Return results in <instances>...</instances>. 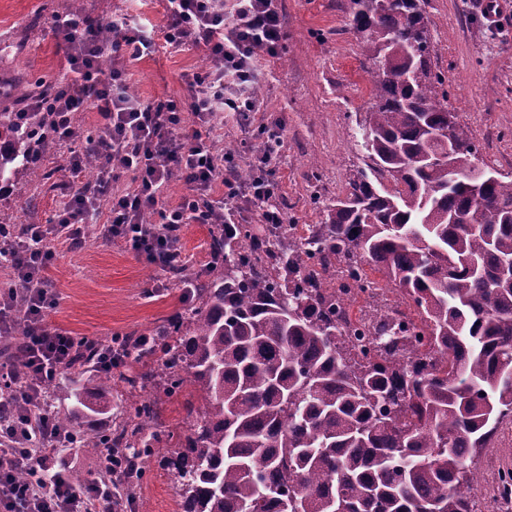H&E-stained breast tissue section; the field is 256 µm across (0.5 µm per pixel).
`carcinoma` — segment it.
I'll use <instances>...</instances> for the list:
<instances>
[{"mask_svg": "<svg viewBox=\"0 0 512 512\" xmlns=\"http://www.w3.org/2000/svg\"><path fill=\"white\" fill-rule=\"evenodd\" d=\"M423 0H349L372 62L374 99L359 120L368 171L302 234L294 224H211L210 261L186 284L188 307L130 342L141 370L123 376L125 417L107 433L87 415L112 410V373L95 342L43 382L69 400L57 426L92 451H126L118 502L139 500L146 465L165 444L178 512H469L474 452L512 412V179L474 193L478 149L441 103ZM38 112H0V184L48 182L26 151ZM476 216L473 224L462 219ZM362 291L392 287L394 317L364 332L349 323L325 273ZM377 273L380 280L370 278ZM16 290L17 336L28 324ZM188 385L190 433H146L157 400Z\"/></svg>", "mask_w": 512, "mask_h": 512, "instance_id": "carcinoma-1", "label": "carcinoma"}]
</instances>
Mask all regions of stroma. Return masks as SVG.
Wrapping results in <instances>:
<instances>
[{"instance_id":"obj_1","label":"stroma","mask_w":512,"mask_h":512,"mask_svg":"<svg viewBox=\"0 0 512 512\" xmlns=\"http://www.w3.org/2000/svg\"><path fill=\"white\" fill-rule=\"evenodd\" d=\"M347 0H275L287 36L277 57L261 56L263 74L254 87L253 128L281 119L276 201L289 223H321L341 196L349 176L364 168L365 151L353 135L372 103L369 63L345 12ZM481 0H426L431 61L441 74L446 104L478 149L479 163L512 177V22L485 26ZM70 10V0H0V74L26 81L64 76L67 64L51 31L52 17ZM83 12L108 18L126 14L143 28L166 24L165 0H83ZM127 82L141 101L170 100L188 110L186 78L207 66L204 48L158 43L153 53L123 63ZM230 146L240 169L251 168L257 140L241 133L235 113L220 114L212 134ZM53 185L29 184L0 196V224H37L57 209L81 175L65 167L63 149L51 150ZM57 303L46 310L49 327L74 338L111 342L151 328L181 306L182 291L168 273L149 264L120 241L91 233L83 248L58 246L47 272ZM140 497L149 512H177L168 474L153 457Z\"/></svg>"}]
</instances>
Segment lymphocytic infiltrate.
Listing matches in <instances>:
<instances>
[{"label": "lymphocytic infiltrate", "mask_w": 512, "mask_h": 512, "mask_svg": "<svg viewBox=\"0 0 512 512\" xmlns=\"http://www.w3.org/2000/svg\"><path fill=\"white\" fill-rule=\"evenodd\" d=\"M164 39L176 46L205 47L207 75L192 74L194 127L184 132L181 110L170 101L141 102L128 93L122 61L154 51L152 36L132 29L127 18L93 19L73 13L57 14L52 30L63 50L70 79L52 104L54 143L66 150L71 172H78L88 154L100 159L98 191L112 199V222L107 239L124 240L130 248L156 260L176 248L167 229L173 224H228L234 213L259 207L265 224H282L284 211L276 202L277 153H263L248 183L237 178L234 155L217 154L211 138L212 120L222 112L238 116L248 128L256 104L251 90L258 78L256 54L276 57L286 36L282 12L273 0H167ZM111 56V68L102 59ZM92 104L105 120L102 134L82 138L74 124L75 112ZM133 172L134 191L111 195L116 170ZM180 172L188 192L174 207H165L161 189L172 172ZM98 210L96 201L74 190L68 200L44 223L26 224L18 237V252L0 259L15 278L28 287L24 341L25 364L35 384L16 390L24 408L22 421L4 428L0 440L12 437L14 447H0V512H114L115 506L97 482L75 487L64 471L55 467L61 443L54 424L44 413L40 381L65 368L75 345L72 336L48 328L44 313L57 298L46 269L58 243L80 244L86 224ZM158 214L147 224L145 213ZM31 471V483L14 480L15 470Z\"/></svg>", "instance_id": "lymphocytic-infiltrate-1"}]
</instances>
